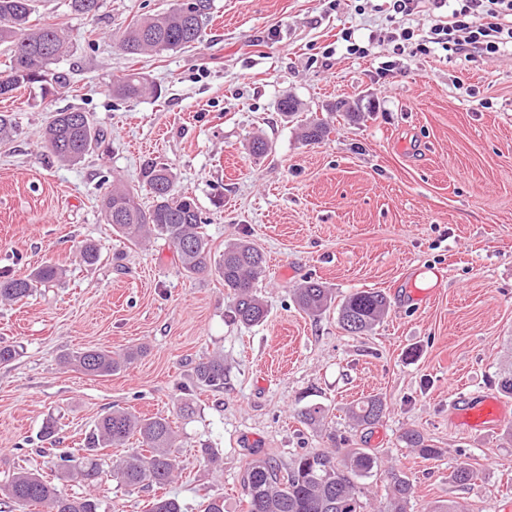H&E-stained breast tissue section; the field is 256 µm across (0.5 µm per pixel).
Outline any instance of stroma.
<instances>
[{
    "instance_id": "stroma-1",
    "label": "stroma",
    "mask_w": 512,
    "mask_h": 512,
    "mask_svg": "<svg viewBox=\"0 0 512 512\" xmlns=\"http://www.w3.org/2000/svg\"><path fill=\"white\" fill-rule=\"evenodd\" d=\"M173 0H99L78 15L69 0H37L33 22L65 29L67 56L55 68L65 88L39 85L0 98L16 128L0 142V273L23 277L45 262L62 279L16 304H0V342L17 357L0 365V484L19 467L42 473L67 494L58 450L79 448L115 408L166 418L177 434L178 476L170 493L186 512L222 495L224 512H247V462L271 456L366 448L378 471L363 500L386 496V475L412 484L411 512H512V397L497 387L512 357V51L465 61L438 50L405 52L398 69L377 72L391 45L381 0H213L199 44L129 60L114 44L134 18ZM373 41V54L346 51L342 30ZM138 69L157 94L121 100L113 79ZM296 116L277 110L283 92ZM373 102L356 122L332 111L336 100ZM89 113L105 131L79 162L51 156L42 133L53 113ZM318 119L321 144L300 139ZM269 152L250 155L253 136ZM152 158L171 166L179 191L195 198L214 251L255 242L266 258L258 294L266 320L234 321L219 277L187 276L163 240L133 245L116 236L101 210L109 185L138 182ZM100 258L82 261L84 243ZM439 276L429 300L411 301L418 272ZM336 298L380 291L390 308L373 330L346 333L336 309L302 311L293 288L306 280ZM142 347L128 369L90 377L63 367L80 349ZM224 358V386L197 387L195 365ZM500 396L506 418L487 428L462 424L453 399ZM370 396L387 412L369 426L349 409ZM190 403L191 416L179 413ZM318 404L325 420L303 424ZM56 445L40 438L47 419ZM422 433L441 454L425 459L405 443ZM212 448L217 463L203 448ZM125 450V449H124ZM124 450L104 451L95 491L105 512H146L153 490L128 491L112 477ZM461 464L477 472L450 482Z\"/></svg>"
}]
</instances>
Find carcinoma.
<instances>
[{
	"label": "carcinoma",
	"mask_w": 512,
	"mask_h": 512,
	"mask_svg": "<svg viewBox=\"0 0 512 512\" xmlns=\"http://www.w3.org/2000/svg\"><path fill=\"white\" fill-rule=\"evenodd\" d=\"M210 10L211 0H176L166 11L132 20L118 38L119 49L126 56L138 57L187 48L200 41ZM32 13L33 0H0V44L6 43L10 49V71L0 79V96L50 80L58 87L66 84L64 74L50 75L48 70L69 52V38L54 24L30 28ZM34 60L40 62L38 72L31 69ZM150 89L147 78L131 73L113 81L110 91L117 98L136 99ZM327 136V126L319 121L309 122L301 132L307 144H319ZM103 138L104 130L81 111L55 113L43 134L45 147L64 162L82 159ZM140 181L153 197V205L148 209L139 203L135 189L120 183L112 184V189L104 195L101 207L112 229L132 244L164 240L174 248L188 275L219 277L232 299L234 320L246 326L263 322L267 309L256 293V284L264 276L266 264L260 249L248 240H239L218 254L213 252L195 199L176 189V177L168 165L146 160ZM62 274V269L46 262L23 278L0 275V303L18 302L30 296L35 288L58 281ZM294 300L312 315L326 311L335 303L331 290L312 280L294 289ZM388 306L387 297L379 291H356L337 304L338 320L348 333L364 334L381 320ZM141 354L139 347L120 354L88 349L67 354L61 362L85 375L105 377L127 367ZM194 374L202 386L224 387V358L218 356L199 362ZM385 411L383 399L374 396L352 406L350 414L362 426L379 421ZM323 413V407L313 404L303 408L299 418L306 425L316 426L322 422ZM132 438L138 442V448L113 464L112 477L131 491L170 485L178 470L173 454L176 434L170 422L121 408L98 420L85 452L61 451L57 471L62 477L77 475L85 485L92 486L103 473L101 459L93 454L94 449L121 447ZM404 440L424 458L440 455V449L417 431L405 433ZM377 467V458L363 448L308 452L286 465L273 458H255L242 474L247 512H366L358 481L373 476ZM0 495L23 510L40 505L41 512H100L94 494L65 495L52 482L27 469L12 473L0 487ZM411 497L410 481L392 471L388 475L385 500L377 512H409ZM150 512H183V504L178 496L165 492L154 497Z\"/></svg>",
	"instance_id": "1"
}]
</instances>
